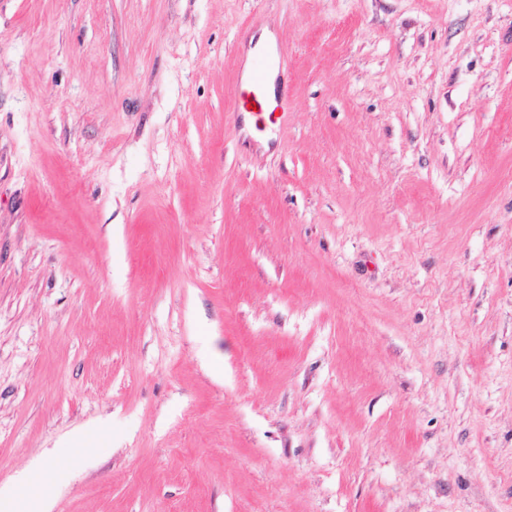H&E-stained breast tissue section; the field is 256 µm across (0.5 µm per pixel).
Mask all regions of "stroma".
I'll return each instance as SVG.
<instances>
[{"label":"stroma","instance_id":"1","mask_svg":"<svg viewBox=\"0 0 512 512\" xmlns=\"http://www.w3.org/2000/svg\"><path fill=\"white\" fill-rule=\"evenodd\" d=\"M36 461L52 512H512V0H0V486ZM270 69V61L265 57L259 58L250 76L249 88L241 94L242 107L246 109L248 104H251V108L256 107L257 112L253 114L257 116L267 113L263 112L267 107L264 101V89Z\"/></svg>","mask_w":512,"mask_h":512}]
</instances>
